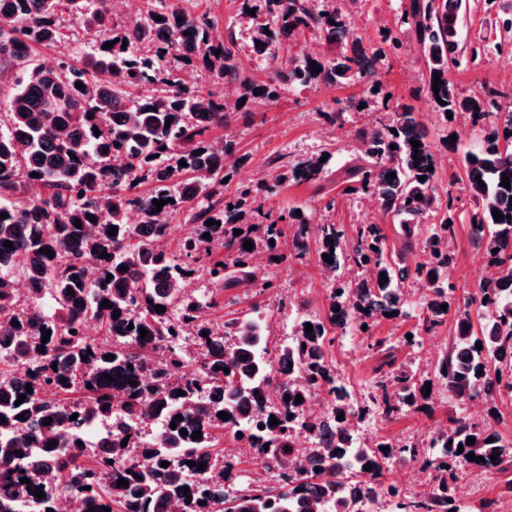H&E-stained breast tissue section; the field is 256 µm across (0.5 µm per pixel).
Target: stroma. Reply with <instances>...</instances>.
I'll list each match as a JSON object with an SVG mask.
<instances>
[{"label":"stroma","mask_w":512,"mask_h":512,"mask_svg":"<svg viewBox=\"0 0 512 512\" xmlns=\"http://www.w3.org/2000/svg\"><path fill=\"white\" fill-rule=\"evenodd\" d=\"M170 4L195 13L206 12L215 17V35L227 38L235 34L236 47L249 71L257 78H264L266 71L261 60L250 55L249 35L243 27L233 26L236 15L233 0H169ZM403 0H347L342 11L348 29L361 37L364 45H380L385 30H393L402 43L400 53L388 56L383 67L386 91L394 98L409 99L411 92L425 80L423 63L415 33L410 26L399 24ZM497 11L489 0H467V12L459 33L462 47L495 32L493 26ZM57 24L63 34L61 43L41 48L45 59L67 55L83 60L92 54L97 44L109 37V30L90 31L69 13L58 16ZM451 77L461 95L468 96L490 83L512 88V62L491 63L487 66H462L452 71ZM366 86L362 83L325 84L284 91L279 99L261 107L251 115H239L229 128L212 131L215 139H234L240 161L238 170L264 172L269 160L281 154L299 159L312 154L327 153L331 156V169H338L353 154L356 147L351 138L354 128L375 122L387 116L381 97L370 98L367 107L349 111L344 126L328 122L326 115L343 108L348 101L365 97ZM416 116L426 126L428 139L437 159V181L447 184L450 173L461 165L462 150L475 141L478 130L464 119L448 122L435 114L428 100L415 102ZM264 211L271 215L290 207L304 210L311 221L319 224H341L353 230L359 224H377L385 235L384 247L388 254L403 251L398 225L387 218L374 195L357 192L348 194L341 181L328 177L322 193H314L305 183L288 182L278 186L274 193L264 195ZM454 260L448 268V278L455 284V299L445 323L433 335L424 337L421 345L405 346L406 334L413 331L415 319H391L379 321L373 336L393 346L396 362H412L418 365L425 377H432L439 359L452 347L456 318L464 309L466 298L473 294L482 279L480 269L487 257L483 248L471 240L467 224L456 226L451 242ZM254 266L272 273L278 284L275 294L263 292L260 287H241L224 292H209L208 278L197 275L194 285L198 294L206 296L210 306L206 310L208 320L222 322L238 316L240 312L258 307L281 308L283 320L273 321L272 344L288 341L296 321L304 315H323L327 310L330 286L323 277V267L317 253H310L304 264L268 263L266 254L252 258ZM329 357L336 377L354 395L367 397L377 394L380 368L386 356L369 348L366 340L358 336H340L330 349ZM452 410L444 404H436L432 410L410 413L393 421L371 420L369 436L373 439L403 440L421 439L437 427L447 425ZM512 472L486 478L469 471L462 472L457 485V495L466 512H475L487 499L506 494V481Z\"/></svg>","instance_id":"stroma-1"}]
</instances>
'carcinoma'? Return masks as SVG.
<instances>
[{"instance_id":"cac0c4a2","label":"carcinoma","mask_w":512,"mask_h":512,"mask_svg":"<svg viewBox=\"0 0 512 512\" xmlns=\"http://www.w3.org/2000/svg\"><path fill=\"white\" fill-rule=\"evenodd\" d=\"M110 2L0 0V66L16 70L7 125L0 131V415L6 419L0 422V512H18L28 503L50 512L64 485L81 499L84 512H311L314 506L323 512H374L382 497L393 502L394 512H462V471L497 475L512 469V442L491 424L495 398L512 399V188L501 185L504 175L512 181V93L485 85L463 97L450 72L463 63L479 66L491 53L512 60V0L495 22L505 37L473 44L464 62L458 53L463 0L404 5L399 22L414 29L426 68L422 92L439 114L468 116L479 128L480 146L464 152L461 173L448 176L441 193L436 171L428 170L436 166L431 143L413 107L396 100L386 104L388 121L354 129L360 156L341 169L343 181L374 194L400 224L405 250L418 248L423 258L411 265L403 254L386 256L376 224L359 225L352 240L340 224L317 225V252L333 258L321 260L322 266L333 273L351 266L362 274L347 282L335 275L326 314L301 319L294 337L272 352L274 312L254 309L214 326L201 318L207 300L187 288L204 268L217 291L243 284L275 290L273 278L254 268L251 257L264 249L280 261H301L311 225L294 208L266 221L259 191L288 181L319 186L329 162L320 154L279 156L268 162L269 180L239 182L226 201L223 180L233 176V143L214 141L209 133L276 101L287 87L357 79L373 92L381 86L380 60L402 43L388 34L386 49L363 46L348 35L333 0H233L238 17L255 32L252 52L268 70L258 79L235 54L236 38L213 37L217 21L209 14L147 0L142 24L129 31L113 18ZM63 6L89 30L111 25L107 41L114 45L105 49L107 41L100 42L82 67L67 57L42 59L38 48L60 39L56 15ZM307 32L328 44L332 56L305 53L283 64L280 52ZM314 63L321 71L310 69ZM144 83L155 85L154 93L134 96ZM412 139L420 142L417 154ZM115 155L127 159L126 173L112 170ZM32 182L41 188L35 198L26 193ZM458 182L466 183L470 195V236L483 247L490 268L472 297L476 316L465 311L458 318L452 350L434 368L438 391L425 394L427 380L411 365H394L391 356L381 393L356 398L336 379L328 357L336 334L370 337L386 312L392 319L411 317L405 292L410 281L424 284L425 295L416 332L405 344L422 345V336L445 323L448 312L440 306L452 304L455 292L448 266L459 201L452 187ZM154 199L197 225V233L180 238L173 253L166 246L173 227L155 221ZM132 210L143 214L140 231L127 222ZM494 210L504 220L496 221ZM248 214L254 221L246 224ZM76 219L82 227L74 225ZM210 219L216 224L206 225ZM285 224L293 232L283 250ZM236 229L242 234L234 235ZM248 241L250 251L244 248ZM44 247L52 256L39 253ZM383 274L388 281L381 280ZM19 281L27 286L24 303ZM105 300L107 307L101 306ZM157 305L165 311L156 312ZM89 316L103 330L99 340L83 334ZM307 323L313 325L310 333ZM142 328L148 331L143 339ZM108 354L114 359H105ZM276 359L292 364L297 374L282 379ZM115 387L123 393L117 403ZM323 390L331 396L333 416L342 413L344 419L302 466L296 461L297 435L317 428L306 406ZM22 394L26 399L15 405ZM439 394L465 407L483 405L485 421L455 413L448 425L417 441L369 443L355 433L368 416L393 420L429 409ZM220 412L228 419H220ZM113 416L118 428L99 431L97 424ZM273 417L279 424L269 425ZM154 418L176 428L160 439L148 437L141 425ZM196 431L201 437L194 440ZM88 434L98 441L93 455L79 446ZM226 436L255 449L260 460H272L277 485L250 484L224 494L233 465H219L216 448ZM469 437L474 444H467ZM469 453L483 460L471 461ZM163 461L169 466H161ZM190 461L213 469L212 482L188 486L170 467ZM406 461L434 471L427 496H405L383 481L390 464ZM368 464L372 469L366 471ZM121 478L128 486H117ZM36 488L43 498L33 494Z\"/></svg>"}]
</instances>
